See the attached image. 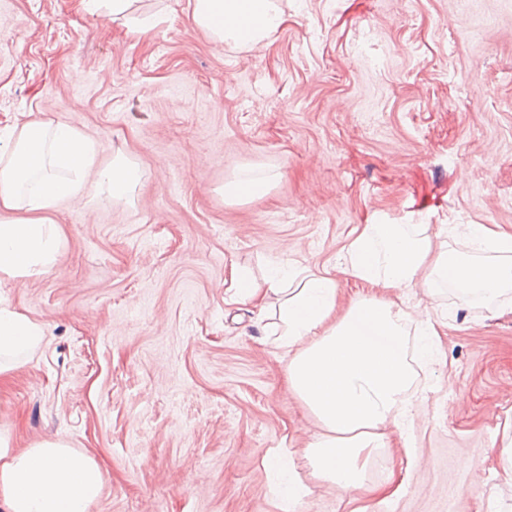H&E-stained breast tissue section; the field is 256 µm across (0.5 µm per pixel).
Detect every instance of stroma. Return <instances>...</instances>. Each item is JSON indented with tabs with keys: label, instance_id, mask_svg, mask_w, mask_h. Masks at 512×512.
I'll list each match as a JSON object with an SVG mask.
<instances>
[{
	"label": "stroma",
	"instance_id": "1",
	"mask_svg": "<svg viewBox=\"0 0 512 512\" xmlns=\"http://www.w3.org/2000/svg\"><path fill=\"white\" fill-rule=\"evenodd\" d=\"M264 42L233 47L188 0H135L119 19L83 0H0V133L69 124L140 170L135 198L61 200L58 270L0 287L44 341L0 382L20 447L62 437L105 485L90 512H281L262 460L286 448L310 492L295 512H494L512 504L498 448L512 425V302L414 287L390 300L434 326L361 487L312 478L318 431L287 388V353L233 267L263 282L292 262L343 274L365 224H424L470 254L462 227L512 232V0H279ZM244 170L275 175L231 202ZM273 181L274 176L239 175L224 184V197L228 200L262 198L269 193Z\"/></svg>",
	"mask_w": 512,
	"mask_h": 512
}]
</instances>
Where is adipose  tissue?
Masks as SVG:
<instances>
[{
    "instance_id": "adipose-tissue-1",
    "label": "adipose tissue",
    "mask_w": 512,
    "mask_h": 512,
    "mask_svg": "<svg viewBox=\"0 0 512 512\" xmlns=\"http://www.w3.org/2000/svg\"><path fill=\"white\" fill-rule=\"evenodd\" d=\"M189 8L198 28L236 46L263 42L282 17L277 0H189ZM139 181L138 166L125 155L97 166L92 143L69 125L28 122L12 129L0 147V283L57 271L63 233L47 212L58 201L82 192L129 202ZM465 236L472 250L496 254V261L433 254L423 224H366L347 250L343 272L385 291L417 286L432 295L446 281L460 299H500L512 286V233L469 224ZM226 294L227 303L247 302L262 311L270 296H279L288 388L321 428L305 450L312 474L343 491L361 486L364 463L384 447L388 426L403 425L410 414L409 313L371 296L335 317V278L312 273L288 286L279 266L261 285L247 271L235 272ZM43 338L41 324L0 306V377ZM104 482L99 463L64 438L21 448L11 431L0 430V504L6 512H90Z\"/></svg>"
}]
</instances>
